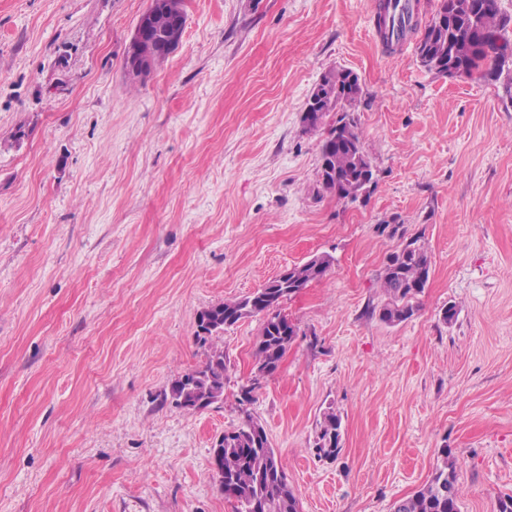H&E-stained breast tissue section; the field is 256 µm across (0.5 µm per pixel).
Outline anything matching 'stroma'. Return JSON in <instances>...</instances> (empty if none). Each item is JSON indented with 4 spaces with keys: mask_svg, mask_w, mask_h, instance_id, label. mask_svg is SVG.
<instances>
[{
    "mask_svg": "<svg viewBox=\"0 0 512 512\" xmlns=\"http://www.w3.org/2000/svg\"><path fill=\"white\" fill-rule=\"evenodd\" d=\"M151 0H0V512H236L211 449L259 420L301 512H392L455 465L460 512L512 495V98L386 54L372 0H183L179 47L126 69ZM356 73L376 183L319 192L305 103ZM419 237L412 318H379ZM327 253L256 372L226 328L222 403L164 402L209 347L198 313ZM455 306L452 324L441 310ZM253 386L251 400L241 390ZM340 451L318 457L325 412ZM130 51H131V47H130V50L128 52V57H127V68H128V72L130 75H132L133 77H141V76H146L147 74L150 73L152 67H154V65L165 59L168 54L170 53V50L168 48V45L166 46H161V47H158L157 44H152V45H149L147 44L144 48V50L139 54V57L141 58L142 61H144L145 63H147V66H146V69H140L139 71H135L132 69V66H131V62H130ZM419 241V237L406 240L387 259L382 275L387 301L379 310L380 319L387 324H400L414 315V302L429 280L430 258Z\"/></svg>",
    "mask_w": 512,
    "mask_h": 512,
    "instance_id": "stroma-1",
    "label": "stroma"
}]
</instances>
